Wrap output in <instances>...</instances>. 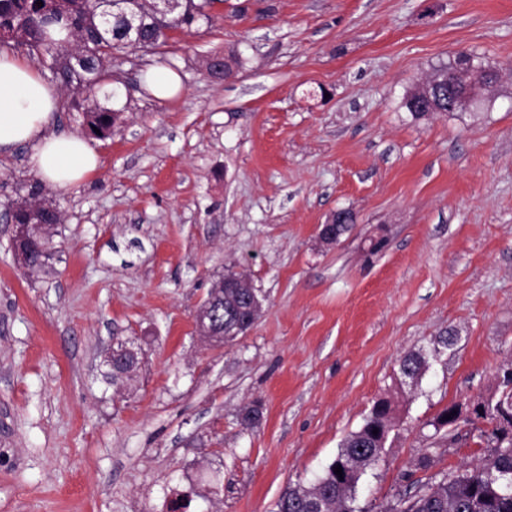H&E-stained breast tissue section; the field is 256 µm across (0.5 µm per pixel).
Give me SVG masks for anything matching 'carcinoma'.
Here are the masks:
<instances>
[{
    "label": "carcinoma",
    "mask_w": 512,
    "mask_h": 512,
    "mask_svg": "<svg viewBox=\"0 0 512 512\" xmlns=\"http://www.w3.org/2000/svg\"><path fill=\"white\" fill-rule=\"evenodd\" d=\"M210 4L211 0H179L175 11L163 17L153 13L147 0H42L40 5L37 0H0V31L6 34V38H0V49L25 47L32 59L39 62L46 58L49 69L82 113L85 127L90 131L96 128L105 137L119 118V111L102 106L98 94L109 78L105 63L128 49V41L136 39L135 33L125 30L126 22L140 28L141 36L150 40V47L157 48L166 43V30L210 21ZM52 24L65 26L75 38L66 45L56 43L49 48L47 31ZM468 62L469 54L460 52L438 69L448 75L440 94L430 99L410 95L405 107L412 116L422 118L430 109L448 112V82H453L455 91H464L465 86L454 80V75ZM36 193L32 190L16 204L13 222L51 224L62 220L59 207L46 199L45 207L31 209V197ZM52 249V240L28 237L22 244L26 265L44 268ZM258 318L244 292L224 289V331H235L240 336ZM451 337L450 332L435 337L429 354L418 350L401 357L399 371L416 376L412 391L418 390L429 368V358L436 359L447 350ZM503 399L512 400V388L498 398L477 402L476 418L494 423ZM396 420L391 402H375L364 424L339 445L335 459L323 474L308 486L288 485L276 504V512H371L359 504L358 488L367 471L380 460L385 429L395 427ZM481 436L491 448L488 456L463 469L440 473L433 484L418 487L414 494L398 498L380 512H512V434L494 427L489 433L481 432ZM338 466L346 474H335Z\"/></svg>",
    "instance_id": "carcinoma-1"
}]
</instances>
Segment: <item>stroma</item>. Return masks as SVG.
<instances>
[{"label":"stroma","instance_id":"stroma-1","mask_svg":"<svg viewBox=\"0 0 512 512\" xmlns=\"http://www.w3.org/2000/svg\"><path fill=\"white\" fill-rule=\"evenodd\" d=\"M460 52L499 82L414 119L407 96ZM119 59L98 170L41 184L63 213L49 274H25L7 219L40 184L31 147L0 154V512H274L381 397L400 424L359 489L373 512L487 456L474 425L436 446L431 422L512 366V0H224ZM155 64L173 98L144 87ZM341 209L356 221L324 245ZM229 269L263 312L214 349L194 318ZM447 329L410 396L400 356ZM115 338L142 350L121 388ZM345 221V214L343 211H336L326 224H322L318 233V237L321 242L332 245L336 243V236L334 234V225L339 224L340 222ZM354 224V217L352 216L350 219V224H339L336 227V232L338 234V238L341 237L345 232H347L351 226Z\"/></svg>","mask_w":512,"mask_h":512}]
</instances>
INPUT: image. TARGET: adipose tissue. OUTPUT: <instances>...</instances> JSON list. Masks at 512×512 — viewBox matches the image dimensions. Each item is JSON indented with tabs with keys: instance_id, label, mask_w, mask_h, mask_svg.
Masks as SVG:
<instances>
[{
	"instance_id": "1",
	"label": "adipose tissue",
	"mask_w": 512,
	"mask_h": 512,
	"mask_svg": "<svg viewBox=\"0 0 512 512\" xmlns=\"http://www.w3.org/2000/svg\"><path fill=\"white\" fill-rule=\"evenodd\" d=\"M58 91L16 56H0V152L31 145L29 165L47 183L67 187L94 172L99 154L85 138L56 131Z\"/></svg>"
}]
</instances>
